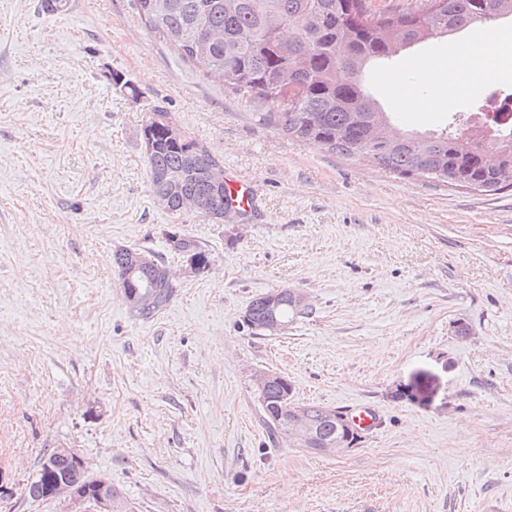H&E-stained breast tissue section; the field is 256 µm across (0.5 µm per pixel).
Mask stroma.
I'll use <instances>...</instances> for the list:
<instances>
[{"label":"stroma","mask_w":512,"mask_h":512,"mask_svg":"<svg viewBox=\"0 0 512 512\" xmlns=\"http://www.w3.org/2000/svg\"><path fill=\"white\" fill-rule=\"evenodd\" d=\"M486 37L475 24L421 43L366 85L398 129L473 124L470 93L443 101L447 75L411 63ZM405 88L432 112L404 111ZM156 106L257 187L253 213L219 223L156 202L142 145ZM174 230L205 246L206 269L188 271ZM121 248L171 272L153 319L123 295ZM282 288L311 315L254 334L248 305ZM258 369L380 423L335 456L270 441ZM46 448L76 449L134 512H512V190L401 179L289 139L154 37L136 0L55 14L0 0V474L15 488L0 512H66L22 493Z\"/></svg>","instance_id":"1"}]
</instances>
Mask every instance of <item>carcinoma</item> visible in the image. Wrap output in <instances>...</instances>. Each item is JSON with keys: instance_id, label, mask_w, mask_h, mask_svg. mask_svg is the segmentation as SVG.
<instances>
[{"instance_id": "1", "label": "carcinoma", "mask_w": 512, "mask_h": 512, "mask_svg": "<svg viewBox=\"0 0 512 512\" xmlns=\"http://www.w3.org/2000/svg\"><path fill=\"white\" fill-rule=\"evenodd\" d=\"M141 20L154 35L170 43L184 62L202 59L222 79L224 89L260 110L259 120L285 136L331 153L369 159L400 178H424L443 186L481 192L512 188V123L473 125L461 133L446 129L429 135L397 131L379 139L374 128L390 123L387 113L367 91L366 67L394 60L410 47L442 38L480 22L491 28L512 16V0H421L420 7L377 12L368 0H137ZM501 161L491 170L482 164L490 129ZM153 150L145 153L154 194L167 190L157 175L170 172L182 181L195 210L226 214L232 205L216 158L202 145L173 142L163 127L150 129ZM173 248L209 266V253L192 236L172 234ZM139 249L122 248L112 263L124 292L129 286L148 296L135 315L150 320L174 295L165 261L153 256L147 268L131 271ZM305 313L287 293L273 291L255 298L246 321L257 334L278 332ZM293 384L288 376L272 380L257 394L260 417L272 435L286 432ZM317 431L318 443L340 433L327 408L296 402ZM78 480L89 495L96 479L74 461L43 449L39 469L24 484L32 501L48 499L60 475Z\"/></svg>"}]
</instances>
